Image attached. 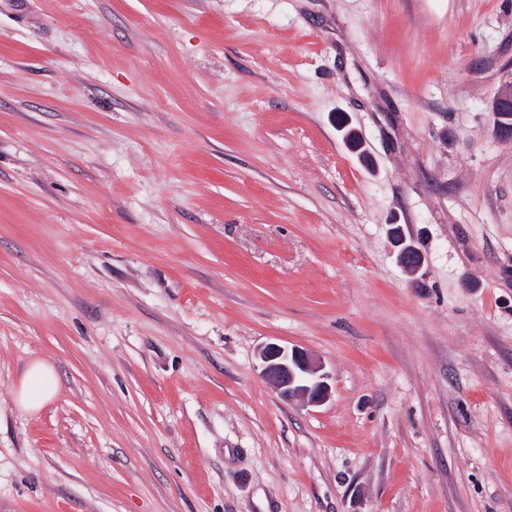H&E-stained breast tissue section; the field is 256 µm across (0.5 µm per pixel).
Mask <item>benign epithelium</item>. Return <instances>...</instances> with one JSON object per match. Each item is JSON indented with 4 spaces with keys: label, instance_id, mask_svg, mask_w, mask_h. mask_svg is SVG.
<instances>
[{
    "label": "benign epithelium",
    "instance_id": "7a95c632",
    "mask_svg": "<svg viewBox=\"0 0 512 512\" xmlns=\"http://www.w3.org/2000/svg\"><path fill=\"white\" fill-rule=\"evenodd\" d=\"M395 243L399 248L401 265L410 272L419 270L421 265L408 262L409 254L417 251V248L404 238L395 240ZM257 358L262 378L281 397L299 399L309 405H320L330 397L332 387L328 383L329 375L324 372L322 362L308 350L269 343L258 349Z\"/></svg>",
    "mask_w": 512,
    "mask_h": 512
}]
</instances>
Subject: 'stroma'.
<instances>
[{
	"label": "stroma",
	"mask_w": 512,
	"mask_h": 512,
	"mask_svg": "<svg viewBox=\"0 0 512 512\" xmlns=\"http://www.w3.org/2000/svg\"><path fill=\"white\" fill-rule=\"evenodd\" d=\"M510 76L512 0H0V512H512ZM257 358L262 378L284 399L321 405L330 397L329 375L308 350L269 343L258 349ZM58 389L54 368L45 363L32 364L17 389L19 406L29 412L38 410Z\"/></svg>",
	"instance_id": "obj_1"
}]
</instances>
